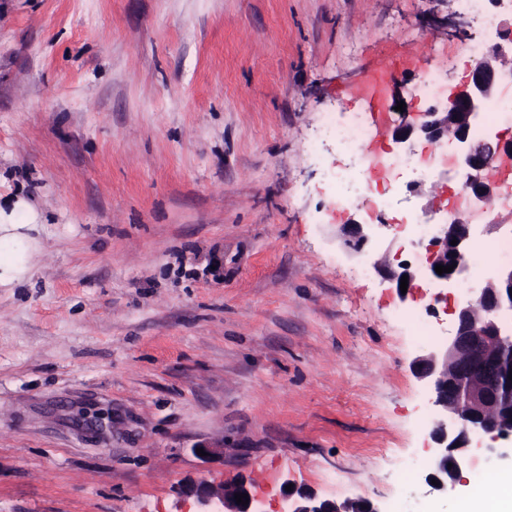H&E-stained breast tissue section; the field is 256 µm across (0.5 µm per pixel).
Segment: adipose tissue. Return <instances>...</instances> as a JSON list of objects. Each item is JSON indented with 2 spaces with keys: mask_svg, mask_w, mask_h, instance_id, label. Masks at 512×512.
Here are the masks:
<instances>
[{
  "mask_svg": "<svg viewBox=\"0 0 512 512\" xmlns=\"http://www.w3.org/2000/svg\"><path fill=\"white\" fill-rule=\"evenodd\" d=\"M39 222V214L24 197L0 203V285L25 273L22 254L25 245L32 243L31 232ZM461 512H512V468L497 472L493 494L462 497Z\"/></svg>",
  "mask_w": 512,
  "mask_h": 512,
  "instance_id": "obj_1",
  "label": "adipose tissue"
}]
</instances>
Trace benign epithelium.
<instances>
[{"mask_svg":"<svg viewBox=\"0 0 512 512\" xmlns=\"http://www.w3.org/2000/svg\"><path fill=\"white\" fill-rule=\"evenodd\" d=\"M506 73L512 76V48L493 43L475 63L471 78L445 101L424 112H397L386 126L393 143L407 154L413 152L416 139L454 143V171L470 213L501 197L503 185L512 176V142L497 134L472 135L486 106L497 97V87ZM499 228L498 224H472L461 212H449L447 222L438 225L430 240L426 269L401 264L400 271L388 276L391 287L404 300L417 288L416 282H429L439 289L428 306L430 313L437 314L435 304L443 301L442 291L469 276L466 260L479 237ZM343 232L346 243L357 251L371 242L368 224L351 222L343 225ZM453 240L457 244H451ZM437 265L451 266L453 271L439 275ZM404 275L408 276L405 294L400 290ZM506 349L512 351V267L495 272L475 294L460 300L441 350L414 363L416 377L432 391L439 416L432 432L436 447L428 475V480L438 482L434 489L445 491L448 482L463 481V472L472 465L467 447L473 437L512 438V382L503 383ZM190 493L196 497L198 512H263L242 480L221 487L200 481ZM237 494L248 495V504L236 503ZM282 501L280 512H385L368 499L338 504L295 486L282 492Z\"/></svg>","mask_w":512,"mask_h":512,"instance_id":"1","label":"benign epithelium"}]
</instances>
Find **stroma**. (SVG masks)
Listing matches in <instances>:
<instances>
[{
  "label": "stroma",
  "mask_w": 512,
  "mask_h": 512,
  "mask_svg": "<svg viewBox=\"0 0 512 512\" xmlns=\"http://www.w3.org/2000/svg\"><path fill=\"white\" fill-rule=\"evenodd\" d=\"M456 9L0 0V197L43 219L0 286V512H194L187 487L240 478L265 512L287 480L456 512L477 486L425 484L433 403L413 371L450 320L419 341L427 288L402 300L387 280L417 253L407 215L444 223L456 177L416 140L374 268L345 242L369 216L337 200L344 158L321 136L385 66L410 112L429 65L448 68L439 99L463 84L465 37L416 21Z\"/></svg>",
  "instance_id": "stroma-1"
}]
</instances>
